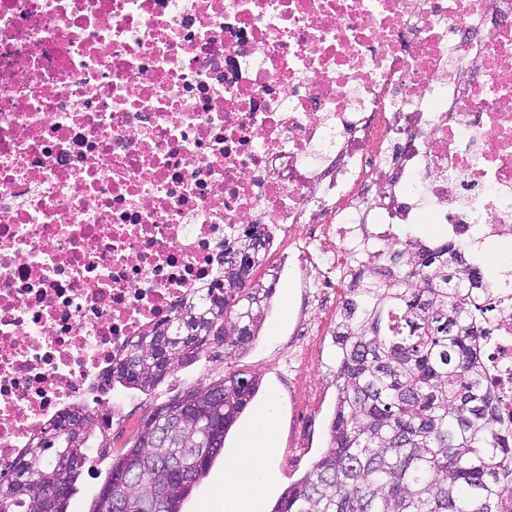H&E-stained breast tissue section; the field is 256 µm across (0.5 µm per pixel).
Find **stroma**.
Listing matches in <instances>:
<instances>
[{
	"label": "stroma",
	"mask_w": 512,
	"mask_h": 512,
	"mask_svg": "<svg viewBox=\"0 0 512 512\" xmlns=\"http://www.w3.org/2000/svg\"><path fill=\"white\" fill-rule=\"evenodd\" d=\"M282 244L258 273L263 284L273 287L264 310L256 340L247 349L217 362L199 361L178 368L152 394L116 385L113 398L125 409L112 431L110 455L87 452L77 491L68 512H90L102 487L113 455L130 446L142 419L153 403L213 375L246 372L258 376L260 389L228 433L224 449L209 473L192 490L182 512H214L224 497L230 479V466L241 442L256 418L269 403H276L275 447L268 462V476L258 492L257 512L271 509L292 483L310 470L329 442V426L336 406V349L329 334L301 333L300 319L311 310L308 289L299 287L288 268L277 259Z\"/></svg>",
	"instance_id": "obj_1"
}]
</instances>
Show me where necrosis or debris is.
Listing matches in <instances>:
<instances>
[{
    "label": "necrosis or debris",
    "instance_id": "1",
    "mask_svg": "<svg viewBox=\"0 0 512 512\" xmlns=\"http://www.w3.org/2000/svg\"><path fill=\"white\" fill-rule=\"evenodd\" d=\"M306 287L397 225L512 228V0H0V469L217 279L245 225ZM478 352L512 426V294Z\"/></svg>",
    "mask_w": 512,
    "mask_h": 512
}]
</instances>
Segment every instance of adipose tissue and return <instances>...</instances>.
Segmentation results:
<instances>
[{
	"mask_svg": "<svg viewBox=\"0 0 512 512\" xmlns=\"http://www.w3.org/2000/svg\"><path fill=\"white\" fill-rule=\"evenodd\" d=\"M274 406H267L259 414L253 428L245 435L239 455L233 464L234 471H247L250 481L232 492L224 494V512H251L255 489L265 476V464L275 445L273 418Z\"/></svg>",
	"mask_w": 512,
	"mask_h": 512,
	"instance_id": "adipose-tissue-1",
	"label": "adipose tissue"
}]
</instances>
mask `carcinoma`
<instances>
[{
	"instance_id": "carcinoma-1",
	"label": "carcinoma",
	"mask_w": 512,
	"mask_h": 512,
	"mask_svg": "<svg viewBox=\"0 0 512 512\" xmlns=\"http://www.w3.org/2000/svg\"><path fill=\"white\" fill-rule=\"evenodd\" d=\"M263 224L225 248L220 279L149 328L112 363L106 387L150 394L180 365L241 351L258 334L273 287L253 281L269 253ZM459 268V250L414 258L408 272L372 273L336 324V406L322 456L271 512H512V428L477 352L493 306ZM259 390L244 373L191 385L155 404L130 448L112 458L91 512H148L156 489L181 512ZM93 416L67 411L0 475V512H67ZM72 462L57 470L60 459Z\"/></svg>"
}]
</instances>
